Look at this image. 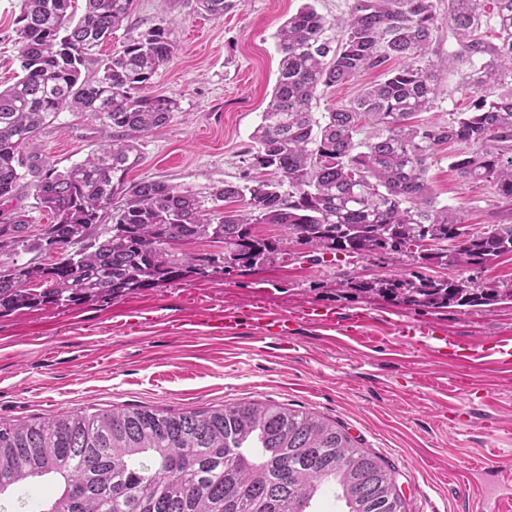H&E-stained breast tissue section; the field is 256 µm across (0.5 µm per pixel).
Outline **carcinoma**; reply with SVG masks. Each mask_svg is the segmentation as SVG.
<instances>
[{
  "label": "carcinoma",
  "mask_w": 512,
  "mask_h": 512,
  "mask_svg": "<svg viewBox=\"0 0 512 512\" xmlns=\"http://www.w3.org/2000/svg\"><path fill=\"white\" fill-rule=\"evenodd\" d=\"M22 0L16 20L22 76L0 90V202L13 198L20 170L37 174L36 196L55 223L29 233V216L0 209V253H33L0 262V317L22 309L109 303L194 275L250 268L277 249L256 235L275 224L316 252L365 258L408 252L429 240L436 251L413 253L421 264L481 268L512 253V224L480 235L438 206L426 180L436 147L459 143L450 166L475 186L490 185L512 202V0H448V26L460 50L429 57L436 25L433 0H357L340 26L303 4L277 33V82L255 128L249 168L281 176L224 183L207 197L163 181L125 183L137 166L136 140L167 123L177 109L147 92L174 49L158 25L127 42L94 81L82 70L122 26L133 0ZM220 18L231 0H197ZM499 44L475 38L482 23ZM398 65L351 105L312 117L320 87L345 84L387 61ZM469 64L464 86L472 110L445 125L409 123L433 107L455 62ZM63 109L87 112L121 137L59 170L37 152L41 129ZM372 127L355 140L362 121ZM288 180V192L282 180ZM236 199L243 209L217 220L208 203ZM121 204H116V201ZM229 244L218 254L176 253L184 241ZM344 289L408 306L491 308L512 301V289L471 279L388 274L352 277ZM63 480L42 512H313L325 485H337L343 512H405L392 469L357 445L334 422L275 404L239 403L169 414L112 408L43 420H0V502L36 478Z\"/></svg>",
  "instance_id": "obj_1"
}]
</instances>
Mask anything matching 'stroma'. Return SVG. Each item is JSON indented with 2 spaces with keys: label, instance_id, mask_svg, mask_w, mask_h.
<instances>
[{
  "label": "stroma",
  "instance_id": "stroma-1",
  "mask_svg": "<svg viewBox=\"0 0 512 512\" xmlns=\"http://www.w3.org/2000/svg\"><path fill=\"white\" fill-rule=\"evenodd\" d=\"M302 0H240L221 18L197 0H134L122 28L100 48L166 23L175 43L149 91L177 104L170 121L141 134L140 161L126 183L162 180L205 196L242 182L278 77L276 33ZM20 0H0V85L20 72L15 18ZM465 65L449 70L424 125L468 111L474 93L461 84ZM370 70L323 87L315 116L352 102L382 81ZM114 132L85 112L62 110L42 130L39 150L65 168L111 142ZM456 143L440 145L428 183L439 204L456 208L469 233L512 224V202L450 168ZM276 239L266 262L208 278L140 290L111 303L0 318V419H40L147 406L171 413L235 403H269L336 422L360 447L392 466L405 512H468L471 497L512 482V366L488 357L472 369L435 361L405 327L433 329L436 339L486 343L512 337V302L427 309L383 298H339L347 275L459 277L458 268L415 263L401 253L366 258L309 253L285 228L257 226ZM278 314L290 331H254L255 312ZM242 335L225 336V314Z\"/></svg>",
  "mask_w": 512,
  "mask_h": 512
}]
</instances>
